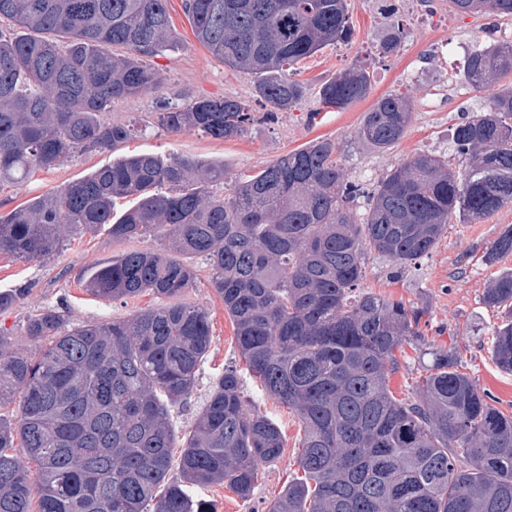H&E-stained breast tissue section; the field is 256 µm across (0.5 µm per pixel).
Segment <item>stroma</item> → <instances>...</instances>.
Here are the masks:
<instances>
[{"mask_svg":"<svg viewBox=\"0 0 512 512\" xmlns=\"http://www.w3.org/2000/svg\"><path fill=\"white\" fill-rule=\"evenodd\" d=\"M167 10L177 45L150 61L163 77L161 88L113 102L103 121L148 120L160 97L188 104L200 98L228 96L251 102L254 123L242 136L229 140L208 138L191 128L177 134L151 129L115 150L76 153L53 169L34 172L25 182L0 184V213L56 191L111 161L142 152L174 153L223 164L228 189L318 137L335 140L349 180L368 186L376 185L407 157L423 151L447 158L451 167H461L451 131L467 115L485 109L493 95L492 90L474 89L461 82L465 59L472 50L512 32L511 18L460 15L451 10L448 0H349L351 41L328 46L301 60L297 77L309 88L305 101L268 122L263 118L264 107L253 99L254 77L230 70L197 41L184 0H167ZM397 26L404 31L400 48L383 53V40ZM357 60L372 75L369 99L343 111L321 108L317 100L320 85ZM386 93L409 97L412 118L404 137L390 149L379 151L358 141L356 134L372 99ZM509 225L512 205L475 224L450 222L431 254L418 266L400 272L387 257L367 253L363 291L427 310L420 325L424 348L407 350L391 376L390 388L397 397L417 399L432 351L454 349L460 353L459 370L490 393L501 412L512 417V372L502 369L492 353L493 333L503 315L483 302L494 277L512 269V254L492 266L483 262L485 251ZM155 244L151 237L116 242L99 230L72 237L54 259L45 262H23L0 254V291L16 296L11 307L0 310V329L9 331L15 348L32 353L37 346L25 333L26 320L42 308L62 307L72 322L93 323L127 318L153 305V298L147 295L116 303L99 300L86 291L82 273L124 251ZM196 267L198 279L184 299L207 310L212 337L197 390L187 404L175 409V425L181 434L192 428L208 388L225 367L242 364L234 323L209 283L206 261L197 260ZM242 380L247 406L258 408L281 428L284 449L276 460L261 465L250 499L239 498L223 485L205 489L204 497L213 502L217 512H266L288 481L300 474L303 431L296 412L268 397L252 376L243 375Z\"/></svg>","mask_w":512,"mask_h":512,"instance_id":"1","label":"stroma"}]
</instances>
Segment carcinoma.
Masks as SVG:
<instances>
[{
  "instance_id": "carcinoma-1",
  "label": "carcinoma",
  "mask_w": 512,
  "mask_h": 512,
  "mask_svg": "<svg viewBox=\"0 0 512 512\" xmlns=\"http://www.w3.org/2000/svg\"><path fill=\"white\" fill-rule=\"evenodd\" d=\"M165 2L0 0V18L13 24L0 33V182L133 138L134 124L100 115L161 87L147 60L177 43ZM450 4L512 17V0ZM185 10L198 42L256 77L257 98L274 112L306 97L295 64L352 37L348 0H185ZM511 72L512 40L501 41L468 58L464 79L481 89ZM370 90L356 61L320 86L318 100L342 110ZM154 118L167 133L188 127L215 139L239 137L253 121L250 105L231 97L161 99ZM410 120V100L387 93L358 135L387 150ZM452 143L464 167L421 152L368 188L346 178L336 141L316 138L227 194L216 191L222 163L138 153L0 214V254L24 262L53 258L68 233L163 240L83 275L101 300L151 295L158 306L103 323L44 308L26 321L34 355L0 330V407L16 405L0 416V512H215L193 494L213 484L252 496L283 436L247 411L235 367L213 382L191 430H175L172 408L193 395L211 346L207 311L179 300L199 258L250 375L304 427L303 475L267 512H512V418L456 369L451 351L434 352L417 400L396 397L395 352L418 339L426 309L360 291L368 251L405 269L431 253L451 219L474 224L512 203V86L459 123ZM127 198L133 204L117 213ZM511 253L510 225L484 262ZM483 302L505 310L494 354L512 372V270Z\"/></svg>"
}]
</instances>
